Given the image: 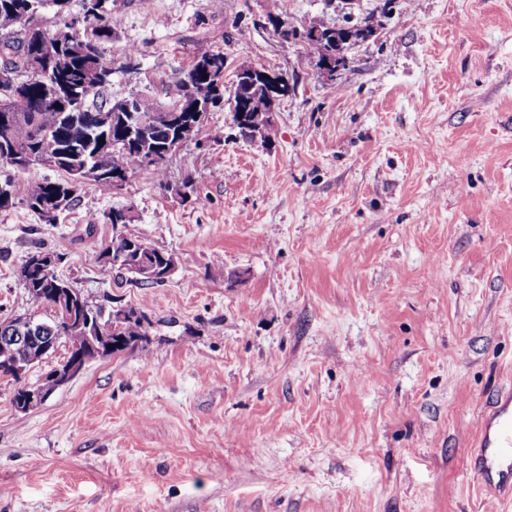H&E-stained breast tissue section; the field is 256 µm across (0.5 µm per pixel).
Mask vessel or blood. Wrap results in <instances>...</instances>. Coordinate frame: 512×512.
Returning <instances> with one entry per match:
<instances>
[{"label": "vessel or blood", "instance_id": "vessel-or-blood-1", "mask_svg": "<svg viewBox=\"0 0 512 512\" xmlns=\"http://www.w3.org/2000/svg\"><path fill=\"white\" fill-rule=\"evenodd\" d=\"M481 488L494 496L512 498V392L491 398L480 418V439L470 454Z\"/></svg>", "mask_w": 512, "mask_h": 512}]
</instances>
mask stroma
<instances>
[{
  "label": "stroma",
  "instance_id": "obj_1",
  "mask_svg": "<svg viewBox=\"0 0 512 512\" xmlns=\"http://www.w3.org/2000/svg\"><path fill=\"white\" fill-rule=\"evenodd\" d=\"M112 100L166 102L201 53L282 72L268 146L183 143L122 190L88 183L47 224L0 209V321L27 256L145 337L19 412L0 377V512H512L468 467L489 393L512 388V0H117ZM374 36L330 78L267 14ZM139 65L122 69L128 47ZM192 181L190 200L171 188ZM132 208L135 223L106 215ZM137 236L163 283L109 268ZM113 240H112V245L108 246L107 249H105V251L103 253L104 262L107 263L106 265H111L110 266L111 268H112V264H108V263H113L115 266H117V265L121 264L122 262H125V254H126L127 250H136L138 259L140 260V262L137 266V269L139 270V273L141 275L140 279L143 280V282L158 280L159 278H157V275L159 273V269L149 259V258L153 257V255H154L153 252H154V250H156L157 254L162 256V258L164 260L165 271L162 274L161 278L165 279L172 273L174 266H175V261H174V258L172 255H167V254L159 251L158 249H156L155 247H153L151 244H149L148 242H146L143 239L128 238V237H127V242H128L127 250H123V251L118 250L115 253V249L112 248L113 243H114ZM160 282H163V281H152L151 284L160 283Z\"/></svg>",
  "mask_w": 512,
  "mask_h": 512
}]
</instances>
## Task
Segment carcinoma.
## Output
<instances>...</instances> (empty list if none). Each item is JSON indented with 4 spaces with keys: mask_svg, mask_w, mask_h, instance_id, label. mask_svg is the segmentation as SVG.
<instances>
[{
    "mask_svg": "<svg viewBox=\"0 0 512 512\" xmlns=\"http://www.w3.org/2000/svg\"><path fill=\"white\" fill-rule=\"evenodd\" d=\"M99 30L92 31L93 43L80 42L63 46L48 67L47 82H30L25 91L35 111L25 116L26 134L22 138L14 135L18 124L13 122L10 112L0 110V165L8 166L18 154L32 155L38 161H51L54 167L64 173L62 180L30 179L23 188V201L27 207L47 224H55L59 215L48 217L40 208V204L48 201L55 194L65 190L69 180L81 172L84 165L91 164L94 148L91 143L102 136L108 137L114 145L112 156L106 166L110 170H121L131 174L151 167L159 181L165 179L163 164L165 159L148 160L140 151L127 149L123 146L125 128L115 120L112 104L103 98L106 89L102 72L98 66V58L103 55L102 44L112 39L118 17L114 6L116 0H100ZM46 3L55 8V15L67 13L69 0H0V31L7 37L0 40V51L11 47L8 35L13 33L17 15L30 6ZM274 33L285 41L296 40L302 44L307 54L317 61L336 51V39L326 36V26L311 23L306 26H295L283 23L274 27ZM56 83V96L65 98L72 103H81L90 99L91 108L84 112H62L52 105V98L46 94L45 84ZM169 102L190 100L200 96L211 101L216 109L224 106V92L217 91L214 78L199 73L197 62L192 64L169 83L166 91ZM243 99L264 104L263 95L258 90L242 83L235 88L234 102ZM150 137L156 145V154L167 151L169 145L176 140V130L163 124L150 129ZM58 276L54 273L35 271L29 280L24 282L29 300L37 307L49 306L51 300L49 289L54 287ZM143 323L139 316L126 321L122 328L112 331V353L122 352L142 339Z\"/></svg>",
    "mask_w": 512,
    "mask_h": 512,
    "instance_id": "carcinoma-1",
    "label": "carcinoma"
}]
</instances>
